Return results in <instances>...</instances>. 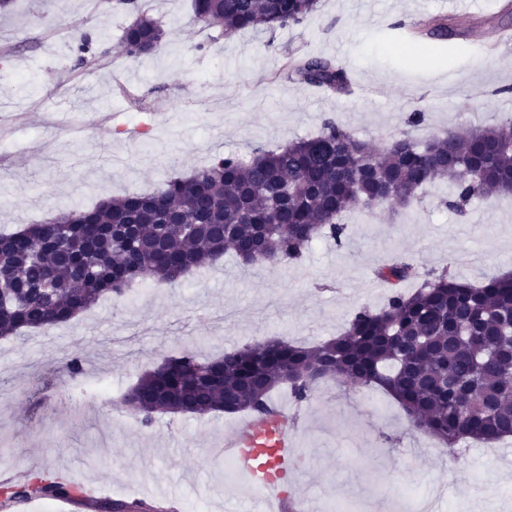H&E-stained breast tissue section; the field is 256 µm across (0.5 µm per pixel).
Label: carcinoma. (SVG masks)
I'll return each mask as SVG.
<instances>
[{
    "label": "carcinoma",
    "mask_w": 512,
    "mask_h": 512,
    "mask_svg": "<svg viewBox=\"0 0 512 512\" xmlns=\"http://www.w3.org/2000/svg\"><path fill=\"white\" fill-rule=\"evenodd\" d=\"M137 14L121 37L130 58L148 57L166 36L161 20L139 12L137 0H109ZM318 0H193L198 22L230 36L244 29L274 31L299 25ZM419 34L440 41L462 32L435 19ZM83 32L76 64L95 55ZM288 67L299 80L348 93L346 70L329 58L300 57ZM448 184L443 204L461 213L477 196L512 191V130H448L424 144L392 139L381 151L332 119L310 138L275 149L217 157L188 176L175 175L152 193L127 192L92 208L70 209L44 224L0 233V337L51 328L103 297L120 298L141 280L175 284L232 249L248 264H289L323 234L341 241L339 217L349 207L408 208L430 183ZM411 266L396 262L376 272L394 284ZM318 376L391 395L412 423L443 444L512 437V276L479 286L451 271L426 279L411 293L395 290L384 307H362L344 332L315 346L255 342L201 361L190 351L146 372L123 404L148 427L162 408L190 413L260 415L272 393L288 386L297 402L309 399ZM49 499L73 494L72 484L41 476Z\"/></svg>",
    "instance_id": "1"
}]
</instances>
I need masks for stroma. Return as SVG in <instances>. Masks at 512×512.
I'll list each match as a JSON object with an SVG mask.
<instances>
[{
  "instance_id": "obj_1",
  "label": "stroma",
  "mask_w": 512,
  "mask_h": 512,
  "mask_svg": "<svg viewBox=\"0 0 512 512\" xmlns=\"http://www.w3.org/2000/svg\"><path fill=\"white\" fill-rule=\"evenodd\" d=\"M500 2L475 0L464 14L451 0H319L300 25L225 37L195 19L191 0H138L166 36L154 55L132 59L118 46L131 15L96 0H18L0 14V46L15 50L12 64H0V230L106 195L154 191L214 157L311 137L329 118L376 149L512 118V45L482 42L512 29ZM434 16L466 32L450 55L407 46L391 28ZM81 32L106 36L84 67L72 53ZM300 55L336 60L354 94L288 75L286 62ZM20 65L29 83L16 90ZM415 112L424 115L416 125ZM443 193L436 184L412 208L348 212L343 242L316 239L296 264L245 267L228 252L179 284L153 283L136 306L108 298L52 329L0 338V376L12 381L0 389V479L47 471L97 498L170 496L179 512L193 502L246 512L244 477L212 454L246 413L160 412L145 427L135 410L98 400L52 416L50 399L87 390L92 375L122 398L186 350L207 360L270 337L315 345L341 333L358 308L386 304L390 287L375 271L398 260L413 267L408 292L447 268L473 285L503 275L512 267V198L458 213L440 204ZM74 354L84 360L77 378L64 368ZM273 400L296 415L299 488L316 512L337 500L359 512H408L411 493L437 483L445 512H512V438L443 448L382 391L330 381L306 402L284 390Z\"/></svg>"
}]
</instances>
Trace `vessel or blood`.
Returning <instances> with one entry per match:
<instances>
[{
    "mask_svg": "<svg viewBox=\"0 0 512 512\" xmlns=\"http://www.w3.org/2000/svg\"><path fill=\"white\" fill-rule=\"evenodd\" d=\"M299 441L287 408L276 404L225 435L222 455L247 478L251 492L268 502V512H304L306 499L287 494L297 484Z\"/></svg>",
    "mask_w": 512,
    "mask_h": 512,
    "instance_id": "obj_1",
    "label": "vessel or blood"
}]
</instances>
